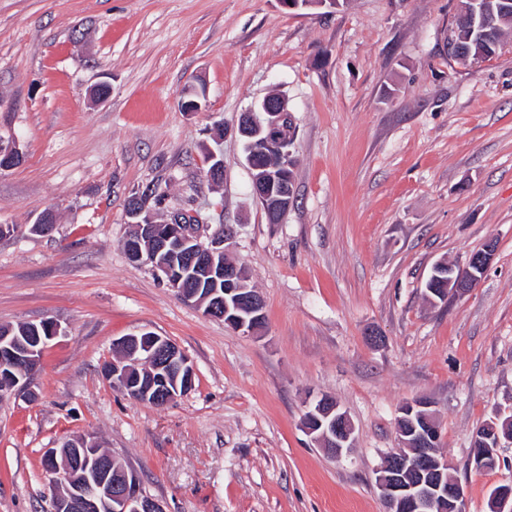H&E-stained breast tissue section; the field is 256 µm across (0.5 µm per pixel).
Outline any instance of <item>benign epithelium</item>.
I'll return each instance as SVG.
<instances>
[{"instance_id": "1", "label": "benign epithelium", "mask_w": 512, "mask_h": 512, "mask_svg": "<svg viewBox=\"0 0 512 512\" xmlns=\"http://www.w3.org/2000/svg\"><path fill=\"white\" fill-rule=\"evenodd\" d=\"M472 2L471 11L457 18V21H468L487 31L497 25V13L512 9V0H500L493 10L487 9L482 0ZM279 3L289 10L301 6L334 9L340 5V0H305L303 3L300 0H279ZM292 121L294 117L281 98L267 97L258 106L243 113L233 131L239 134L245 127L257 129L264 144L276 152L278 164L274 169L283 170L282 177L285 178L288 164L284 163V158L288 152L284 151V147L290 140L286 124ZM246 160L250 169L258 172L253 177L255 196L271 200V211L285 214L291 197L286 194L271 195L268 191V168L255 166L256 158L250 154L246 155ZM22 161L23 154L16 144L0 142V171L15 168ZM129 217L133 219L138 237L149 238L158 234L159 229L146 208L132 207ZM232 237L233 227L226 225L224 236L212 233L205 246L199 242L194 225L172 224L163 233L160 249L169 247L183 252L186 268L179 271L155 262L153 270L183 300L202 308L205 316L213 318L220 315L230 328L250 332L264 322V303L258 293L244 286L237 273L224 269V294L233 299L231 303L226 301L221 306H206L197 298V294L188 290L187 275L194 268H215L216 257L224 253L226 243ZM493 251L494 244L489 243L482 252L469 256L465 265L448 266L447 286L430 288L428 292L442 300L468 292L486 272ZM142 342L147 344V360L155 363V370H176L183 375L182 391H187L193 384L194 368L175 343L163 336L145 332L138 336H125L117 344L121 349L136 354ZM141 360L140 356L134 360L125 356L119 362H110L102 369V375L113 386L141 402L154 405L167 403L169 395L164 392L159 391L151 397L149 392L143 393L133 387L131 368L126 363ZM431 408L430 401L418 398L401 410L396 429L400 450L389 454L376 478L386 512H467L464 490L451 478L447 460L437 452L441 432ZM304 425L306 432L331 455L340 457L351 451L355 429L335 400L329 397L318 400L305 413ZM504 441L512 444V417L502 421L496 419L479 427L470 448V467L479 472L492 470L497 465L498 448L502 447ZM95 447V440L80 435L59 450H48L45 456L46 471L52 475L56 488L53 501L59 512H100L102 506L109 512H164L158 501L145 496L139 479L133 473H125L107 489L86 473L81 482L73 483V467L82 461V454L87 449ZM490 506L491 512H512V484L495 486L490 493Z\"/></svg>"}]
</instances>
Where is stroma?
<instances>
[{
  "label": "stroma",
  "mask_w": 512,
  "mask_h": 512,
  "mask_svg": "<svg viewBox=\"0 0 512 512\" xmlns=\"http://www.w3.org/2000/svg\"><path fill=\"white\" fill-rule=\"evenodd\" d=\"M460 0H0V326L56 321L33 396L0 399V512H52L49 449L89 435L165 512H385L376 471L401 407L432 402L468 512L512 482L468 468L483 423L512 416V39L448 57ZM108 83L110 94L93 100ZM201 87V111L181 109ZM294 117L293 204L269 223L243 146L215 141L266 96ZM218 148L224 179L204 157ZM229 224L228 257L264 302L257 334L181 301L123 248L127 202ZM56 216L49 236L29 226ZM495 251L475 288L431 301L433 265ZM377 332L380 344L368 335ZM152 332L195 369L157 407L101 374L115 342ZM355 427L337 459L302 427L314 398Z\"/></svg>",
  "instance_id": "35a3bbf8"
}]
</instances>
